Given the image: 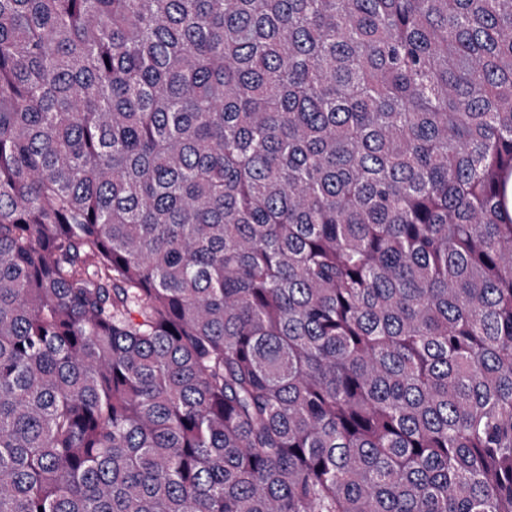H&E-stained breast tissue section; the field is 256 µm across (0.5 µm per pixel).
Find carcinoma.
Segmentation results:
<instances>
[{
    "mask_svg": "<svg viewBox=\"0 0 512 512\" xmlns=\"http://www.w3.org/2000/svg\"><path fill=\"white\" fill-rule=\"evenodd\" d=\"M512 0H0V512H512Z\"/></svg>",
    "mask_w": 512,
    "mask_h": 512,
    "instance_id": "1",
    "label": "carcinoma"
}]
</instances>
